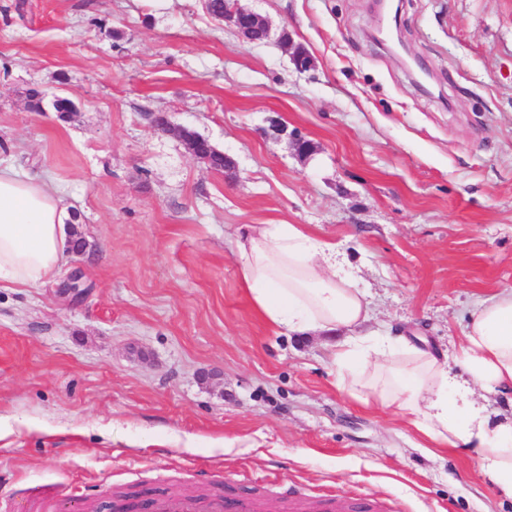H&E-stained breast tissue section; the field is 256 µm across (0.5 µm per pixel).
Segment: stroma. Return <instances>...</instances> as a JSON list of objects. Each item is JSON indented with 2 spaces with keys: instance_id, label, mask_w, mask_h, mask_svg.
<instances>
[{
  "instance_id": "obj_1",
  "label": "stroma",
  "mask_w": 512,
  "mask_h": 512,
  "mask_svg": "<svg viewBox=\"0 0 512 512\" xmlns=\"http://www.w3.org/2000/svg\"><path fill=\"white\" fill-rule=\"evenodd\" d=\"M242 3L269 40L204 0H0V162L56 185L87 243L42 285L0 288V507L45 485L86 506L232 490L267 512H512L473 455L428 453L337 385L341 334L275 331L230 242L303 225L359 276L367 330L454 352L512 289V0H403L398 49L374 38L375 0ZM76 270L85 293L61 296ZM211 12L224 14L214 15L216 19L231 27L249 43H262L270 35L271 27L262 15L248 10L239 4V0H209Z\"/></svg>"
}]
</instances>
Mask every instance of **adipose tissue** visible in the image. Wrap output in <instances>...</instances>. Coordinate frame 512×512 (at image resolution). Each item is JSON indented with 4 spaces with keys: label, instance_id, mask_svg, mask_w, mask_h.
Instances as JSON below:
<instances>
[{
    "label": "adipose tissue",
    "instance_id": "adipose-tissue-1",
    "mask_svg": "<svg viewBox=\"0 0 512 512\" xmlns=\"http://www.w3.org/2000/svg\"><path fill=\"white\" fill-rule=\"evenodd\" d=\"M56 188L0 167V288H34L59 269L65 235ZM235 256L251 301L278 331L344 329L334 351L337 378L365 404L406 422L431 452H471L483 477L512 500V418L492 417L475 389L512 396V289L481 301L454 357L398 348L364 331L365 292L334 243L298 224H247ZM463 366L454 373L452 364Z\"/></svg>",
    "mask_w": 512,
    "mask_h": 512
}]
</instances>
